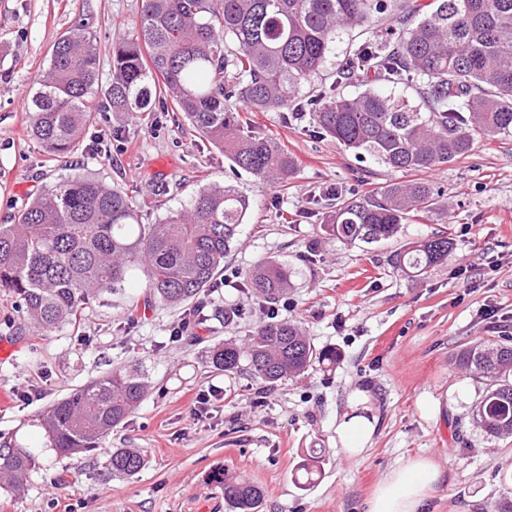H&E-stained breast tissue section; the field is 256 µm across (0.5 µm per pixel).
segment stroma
<instances>
[{
	"label": "stroma",
	"mask_w": 512,
	"mask_h": 512,
	"mask_svg": "<svg viewBox=\"0 0 512 512\" xmlns=\"http://www.w3.org/2000/svg\"><path fill=\"white\" fill-rule=\"evenodd\" d=\"M140 13L141 0H0V224L12 223L36 192L78 173L124 190L145 224L183 209L213 183L233 184L250 210L195 322H186L184 307L147 303L135 271L122 289L85 304L75 324L16 337V351L0 362L7 394L0 445L26 449L36 466L23 490L0 488V512H234L209 478L217 469L261 489L258 512H366L377 482L418 456L446 473L421 512H500L512 502V483L502 478L512 470V437L486 436L475 424L484 385L452 359L462 347L512 337V139L482 140L421 174L447 209L402 225L393 239L352 245L321 240L325 213L338 198L405 175L356 160L315 136L301 116L248 115L254 130L295 157V173L279 184L233 170L174 112L119 125L99 120L88 134L104 137L107 153L84 147L51 157L27 133V101L51 46L86 19L99 48V80L108 83L112 43L134 30ZM436 234L454 243L446 263L415 278L393 269L403 244ZM262 261L282 265L291 280L271 306L240 281ZM284 319L297 322L316 348L335 350V366L316 364L272 386L245 366L230 374L212 367L213 346L245 345L257 325ZM134 361L152 382L139 408L103 448L57 456L40 425L43 412L71 389ZM202 392L210 400L198 411ZM353 414L375 424L358 458L346 455L337 431ZM115 448L141 449L144 467L108 473ZM311 453L320 474L304 486L296 469Z\"/></svg>",
	"instance_id": "35a3bbf8"
}]
</instances>
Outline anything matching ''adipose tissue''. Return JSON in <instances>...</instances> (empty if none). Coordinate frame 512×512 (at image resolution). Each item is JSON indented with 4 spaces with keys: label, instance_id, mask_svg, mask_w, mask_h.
Listing matches in <instances>:
<instances>
[{
    "label": "adipose tissue",
    "instance_id": "adipose-tissue-1",
    "mask_svg": "<svg viewBox=\"0 0 512 512\" xmlns=\"http://www.w3.org/2000/svg\"><path fill=\"white\" fill-rule=\"evenodd\" d=\"M442 478L443 471L433 460H409L375 487L367 502V512H419Z\"/></svg>",
    "mask_w": 512,
    "mask_h": 512
}]
</instances>
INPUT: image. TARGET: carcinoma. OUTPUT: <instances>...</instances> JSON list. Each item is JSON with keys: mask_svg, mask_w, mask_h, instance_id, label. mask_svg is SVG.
Returning <instances> with one entry per match:
<instances>
[{"mask_svg": "<svg viewBox=\"0 0 512 512\" xmlns=\"http://www.w3.org/2000/svg\"><path fill=\"white\" fill-rule=\"evenodd\" d=\"M385 0H142L138 28L112 44V79L99 87L98 48L81 19L54 42L48 68L28 102L29 132L64 157L78 150L98 112L146 116L171 107L233 168L269 183L284 182L294 157L249 128L244 112H291L312 131L359 159L397 172L435 170L483 138L512 137V0H407L385 29L373 27ZM363 27L336 78L313 99L292 94L317 74L333 43ZM368 83L356 94L347 83ZM413 86L420 104L400 90ZM437 193L419 181L393 182L362 198L343 199L323 231L342 243H378L430 212ZM250 204L231 184L200 188L189 205L157 224H143L128 194L92 174H78L38 194L12 224H0V292L15 298L20 328L44 336L77 321L91 298L142 273L149 296L191 304L210 287L237 240ZM451 239L436 235L405 244L393 268L415 278L448 260ZM246 286L265 303L290 283L264 261ZM274 384L314 363L332 367L336 352L318 351L293 321L258 325L246 346L218 344L210 363L239 369L242 359ZM454 364L486 382L475 422L494 438L512 437V344L509 339L461 348ZM140 366L120 367L56 402L42 418L50 447L63 456L102 447L112 428L147 397ZM145 465L138 448H115L106 469L131 475ZM35 458L0 448V485L19 490ZM237 512H257L261 490L217 470Z\"/></svg>", "mask_w": 512, "mask_h": 512, "instance_id": "carcinoma-1", "label": "carcinoma"}]
</instances>
